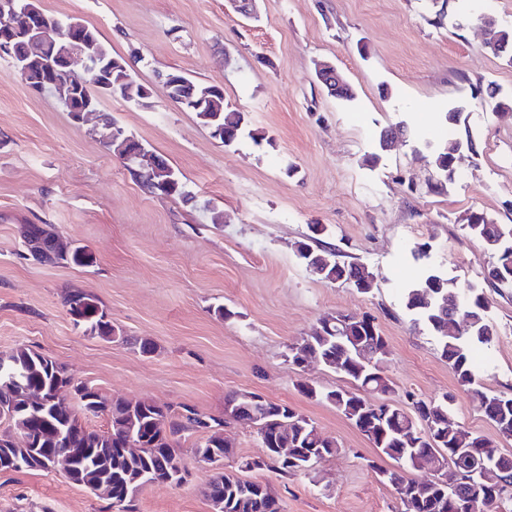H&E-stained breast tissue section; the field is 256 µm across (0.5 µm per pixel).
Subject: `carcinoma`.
Returning <instances> with one entry per match:
<instances>
[{
  "instance_id": "carcinoma-1",
  "label": "carcinoma",
  "mask_w": 512,
  "mask_h": 512,
  "mask_svg": "<svg viewBox=\"0 0 512 512\" xmlns=\"http://www.w3.org/2000/svg\"><path fill=\"white\" fill-rule=\"evenodd\" d=\"M208 111L198 113L202 123L224 125L229 140L256 139V132L244 122V113L224 104V93L212 95ZM462 148L458 139L431 157L438 178L448 181L457 173V158ZM467 234L482 244L492 259L484 277L497 291L512 290V224H499L482 212L470 215L464 225ZM23 246L34 260L79 266L93 263L81 247L67 248L49 224L24 225ZM318 253L327 261L313 274L332 281L363 276V265L336 262V248L322 246ZM402 305L412 326L431 337L441 357L448 361L458 383L474 390L484 415L500 434L512 437V397L481 390V365L474 353L489 345L497 335L489 317L490 302L483 290L457 287L455 280L439 268L421 264V270L402 295ZM64 306L75 327L105 342L116 338V329L97 298L81 288H71ZM368 325L350 322L341 335L336 326L323 319L301 341L289 345L288 362L297 365L300 353L317 356L321 363L336 368V360L347 363L345 374L355 382L352 390L318 389L306 383L301 391L309 398L326 402L342 412L370 441L379 453L393 461L390 467L370 464L377 476L391 485L400 500L402 512H455L449 504L468 501L472 512H512V456L498 452L482 435L466 430L450 419L448 400L411 399V411L386 401H376L371 393H391L392 382L380 371L363 370L358 361L361 351L370 347L387 353L388 342L375 318ZM5 365L17 374L18 381L0 375V423L8 429L0 433V473L39 468L62 469L74 484L93 491L108 501H119L123 512H137L136 498L153 482L170 481L179 485L187 465L181 456L183 444L195 438L193 458L215 469L205 495L213 512H281L280 498L266 483L247 480L224 470V459L233 454L232 443L224 437L227 418L245 422L250 415L245 407L250 392H231L224 397V412L215 417L189 405L160 407L150 400H110L99 391L72 377L55 361L30 348L19 347L4 358ZM78 401L80 413L70 406L69 397ZM270 414L288 416V447L292 456L285 460L269 439L274 422L265 423L259 437L264 455L247 459L241 471L274 470L282 477L305 473L312 456L326 458L338 452L335 442L322 437L310 419L286 404L268 402ZM107 416L110 428L98 432L80 422ZM23 438L14 441L12 431ZM477 448L488 460L481 482L474 486L448 469V461L460 459L459 449ZM409 469H428L433 478L421 483L406 476Z\"/></svg>"
}]
</instances>
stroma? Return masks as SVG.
Masks as SVG:
<instances>
[{
  "label": "stroma",
  "instance_id": "35a3bbf8",
  "mask_svg": "<svg viewBox=\"0 0 512 512\" xmlns=\"http://www.w3.org/2000/svg\"><path fill=\"white\" fill-rule=\"evenodd\" d=\"M95 28L150 87L146 103L120 96L100 109L179 170L196 203L144 190L60 101L29 89L0 56V356L25 344L108 399L188 404L220 415L224 396L252 391L312 420L339 451L310 476L258 472L282 512H400L394 489L368 463L379 453L335 407L300 386L353 388L322 363L288 364L290 344L336 313L375 317L388 341L383 368L395 390L449 398L466 430L512 455V438L459 385L434 342L411 329L401 290L414 250L458 287L484 289L497 334L481 354L486 391L512 396V293L487 287L489 255L463 229L471 212L512 224V63L483 46L480 18L512 28V0H258L244 18L228 0H37ZM332 62L354 91L331 96L315 75ZM177 71L217 85L257 139H215L160 80ZM498 105L483 103L487 84ZM461 108L459 124L445 114ZM404 123L380 149L376 133ZM471 139L460 177L440 183L430 164L448 138ZM26 224H49L94 263L42 264L20 256ZM342 261L373 275L369 292L302 267L295 249L312 225ZM96 296L121 338L74 327L65 292ZM233 311L229 320L214 310ZM156 351L141 355L132 341ZM212 471L190 464L180 485L155 483L138 512H212ZM104 500L59 470L0 474V512H102Z\"/></svg>",
  "mask_w": 512,
  "mask_h": 512
}]
</instances>
